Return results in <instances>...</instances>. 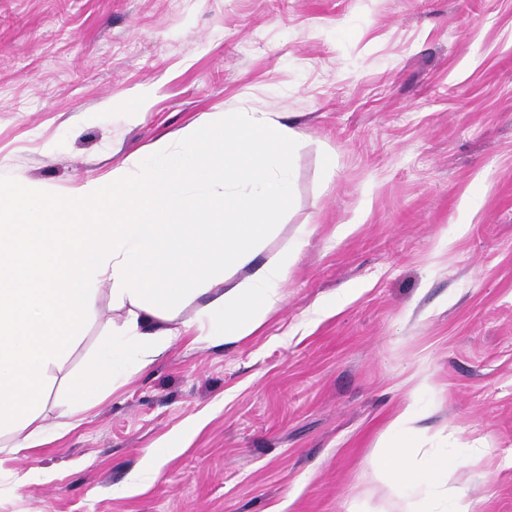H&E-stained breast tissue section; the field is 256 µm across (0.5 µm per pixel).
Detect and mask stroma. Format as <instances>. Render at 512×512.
I'll use <instances>...</instances> for the list:
<instances>
[{"label":"stroma","mask_w":512,"mask_h":512,"mask_svg":"<svg viewBox=\"0 0 512 512\" xmlns=\"http://www.w3.org/2000/svg\"><path fill=\"white\" fill-rule=\"evenodd\" d=\"M225 112L302 136L280 310L174 339L75 425L122 321L100 291L49 374L56 439L0 434V512H389L371 452L410 396L476 512H512V0H0V180L63 201Z\"/></svg>","instance_id":"35a3bbf8"}]
</instances>
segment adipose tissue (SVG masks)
I'll return each instance as SVG.
<instances>
[{
	"label": "adipose tissue",
	"mask_w": 512,
	"mask_h": 512,
	"mask_svg": "<svg viewBox=\"0 0 512 512\" xmlns=\"http://www.w3.org/2000/svg\"><path fill=\"white\" fill-rule=\"evenodd\" d=\"M301 145L275 113L227 112L200 117L176 144H157L64 204L0 182V432L14 434L13 453L44 444L45 383L78 344L100 286L125 316L89 390L148 368L174 337L239 342L280 309L291 259L261 253L292 205ZM190 306L194 316L180 319ZM372 461L395 512H475L449 484L455 457L425 454L413 400Z\"/></svg>",
	"instance_id": "1"
}]
</instances>
